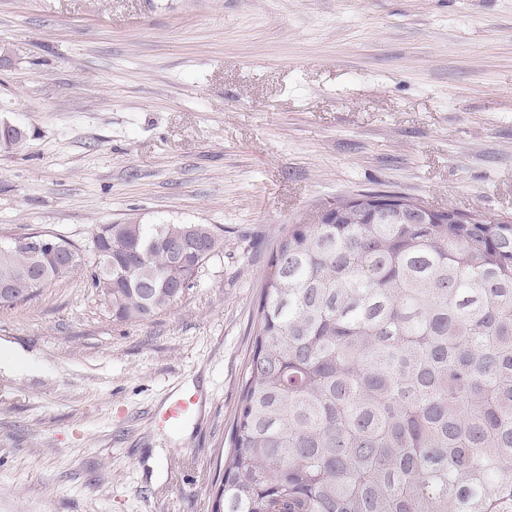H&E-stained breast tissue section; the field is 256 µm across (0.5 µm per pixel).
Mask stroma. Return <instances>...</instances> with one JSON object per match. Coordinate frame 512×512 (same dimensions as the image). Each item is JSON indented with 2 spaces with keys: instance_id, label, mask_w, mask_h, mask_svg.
I'll use <instances>...</instances> for the list:
<instances>
[{
  "instance_id": "1",
  "label": "stroma",
  "mask_w": 512,
  "mask_h": 512,
  "mask_svg": "<svg viewBox=\"0 0 512 512\" xmlns=\"http://www.w3.org/2000/svg\"><path fill=\"white\" fill-rule=\"evenodd\" d=\"M0 46V241L224 230L149 321L82 270L0 307V512H211L285 232L380 190L512 218V0H0ZM201 400L202 398L195 394L183 395L177 398L161 415V423L169 424L183 419L195 410Z\"/></svg>"
}]
</instances>
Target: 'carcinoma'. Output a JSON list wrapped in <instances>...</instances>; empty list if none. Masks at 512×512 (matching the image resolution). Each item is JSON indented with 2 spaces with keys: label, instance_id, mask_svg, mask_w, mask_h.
I'll return each instance as SVG.
<instances>
[{
  "label": "carcinoma",
  "instance_id": "carcinoma-1",
  "mask_svg": "<svg viewBox=\"0 0 512 512\" xmlns=\"http://www.w3.org/2000/svg\"><path fill=\"white\" fill-rule=\"evenodd\" d=\"M50 267L15 307L77 273ZM90 286L145 322L224 249L212 224H101ZM39 265L0 254V281ZM212 512H512V223L295 228L270 256Z\"/></svg>",
  "mask_w": 512,
  "mask_h": 512
}]
</instances>
